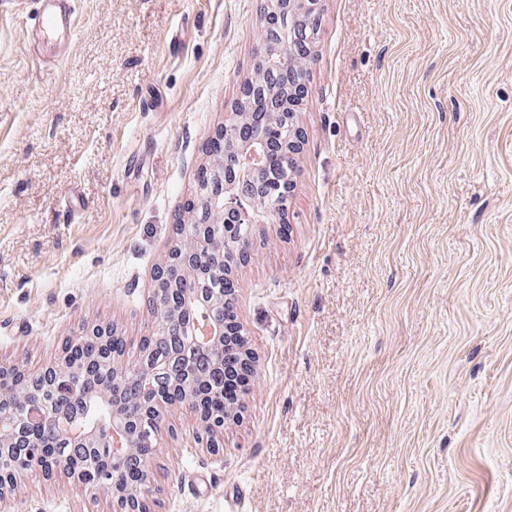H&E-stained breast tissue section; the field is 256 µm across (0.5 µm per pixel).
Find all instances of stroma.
Wrapping results in <instances>:
<instances>
[{
	"label": "stroma",
	"mask_w": 512,
	"mask_h": 512,
	"mask_svg": "<svg viewBox=\"0 0 512 512\" xmlns=\"http://www.w3.org/2000/svg\"><path fill=\"white\" fill-rule=\"evenodd\" d=\"M0 7V366L95 328L134 361L261 0ZM293 185L233 267L256 372L218 449L165 413L146 512H512V0H321ZM0 512H114L65 472ZM37 8L30 18L32 28L43 36L42 43L38 44V57L46 58L48 48L54 41L70 36L76 29L75 9L72 0H36ZM40 45V46H39ZM47 48L44 53V48Z\"/></svg>",
	"instance_id": "obj_1"
}]
</instances>
